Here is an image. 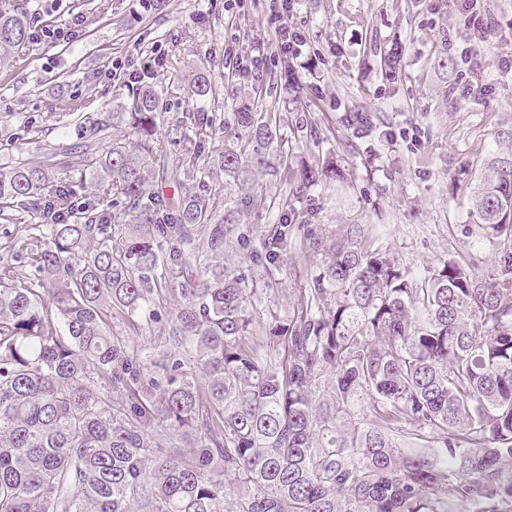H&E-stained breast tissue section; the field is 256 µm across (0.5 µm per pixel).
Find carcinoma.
<instances>
[{
    "instance_id": "obj_1",
    "label": "carcinoma",
    "mask_w": 512,
    "mask_h": 512,
    "mask_svg": "<svg viewBox=\"0 0 512 512\" xmlns=\"http://www.w3.org/2000/svg\"><path fill=\"white\" fill-rule=\"evenodd\" d=\"M29 2L0 0V57L28 47ZM187 93L212 96L209 74ZM264 97L222 120L186 113L194 144L173 152L165 92L138 83L119 109L78 117L79 143L0 168V220L27 228L0 266V512H497L512 500V161L470 196L494 247L486 272L450 254L414 275L369 225L311 223L300 203L339 174L296 163ZM345 120L377 129L372 112ZM119 127L128 136L102 149ZM217 137L224 148H204ZM153 168L173 194L147 187ZM258 172L285 190L238 197ZM112 203L127 223H112ZM274 209L252 245L248 219ZM234 244L238 270L224 259ZM298 253L313 273L288 315L258 322L259 292ZM162 319L159 346L112 334L114 320L138 334ZM155 425L181 444L153 445Z\"/></svg>"
}]
</instances>
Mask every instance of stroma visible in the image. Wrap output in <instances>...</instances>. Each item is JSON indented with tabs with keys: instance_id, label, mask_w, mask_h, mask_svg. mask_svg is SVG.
I'll return each instance as SVG.
<instances>
[{
	"instance_id": "stroma-1",
	"label": "stroma",
	"mask_w": 512,
	"mask_h": 512,
	"mask_svg": "<svg viewBox=\"0 0 512 512\" xmlns=\"http://www.w3.org/2000/svg\"><path fill=\"white\" fill-rule=\"evenodd\" d=\"M37 23L75 28L73 40L29 44L0 60V120L25 158L78 139L71 110H111L125 103L132 72L162 86L169 101L163 135L182 141L178 122L193 111L186 74L197 67L213 82L210 112L253 105L254 91L283 109L285 129L300 116L317 123L318 143L297 152L309 164L333 162L344 176L315 195L321 224H369L403 267L425 273L447 254L486 271L492 247L469 215V197L498 157L512 159V0H481L492 28L484 42L469 33L454 0H294L288 25L304 37L294 59L300 105L284 106L271 89L279 63L253 76L257 48L272 51L270 0H34ZM402 47L394 77L381 53ZM477 65H465L463 47ZM375 113L379 129L345 125L354 106ZM312 259L297 258L290 276L260 295L259 312L287 315Z\"/></svg>"
}]
</instances>
